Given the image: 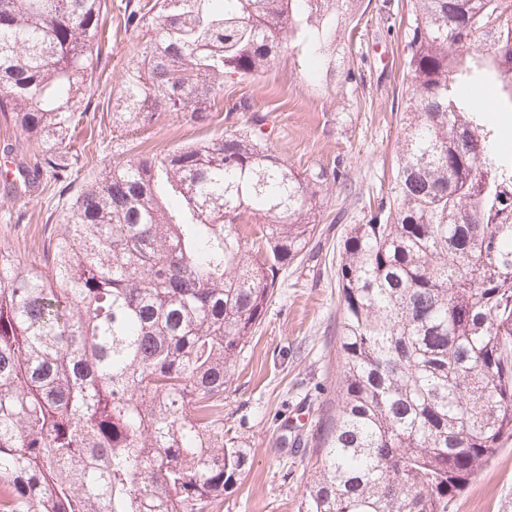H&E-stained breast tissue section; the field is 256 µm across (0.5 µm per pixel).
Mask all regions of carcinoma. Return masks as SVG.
I'll use <instances>...</instances> for the list:
<instances>
[{"mask_svg":"<svg viewBox=\"0 0 512 512\" xmlns=\"http://www.w3.org/2000/svg\"><path fill=\"white\" fill-rule=\"evenodd\" d=\"M113 123L203 121L224 80L293 42L318 64L359 0H153ZM102 0H0V114L35 141L19 183L71 179ZM392 178L338 264L342 376L303 512H448L512 439V0H410ZM489 82L493 103L466 89ZM245 127L113 163L37 264L0 253V512H209L251 466L224 389L339 172L295 171Z\"/></svg>","mask_w":512,"mask_h":512,"instance_id":"1","label":"carcinoma"}]
</instances>
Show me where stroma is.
Here are the masks:
<instances>
[{"mask_svg": "<svg viewBox=\"0 0 512 512\" xmlns=\"http://www.w3.org/2000/svg\"><path fill=\"white\" fill-rule=\"evenodd\" d=\"M105 3L88 113L72 130L83 150L78 179L65 187L45 177L30 192L0 179V250L26 263L37 260L48 237L61 230L70 199L118 154L172 151L224 136L246 119L224 111L193 123L166 112L139 129L113 127L127 63L150 34L119 24L120 0ZM362 7L356 34L340 45L335 61L338 71L355 73V83L342 88L335 75L312 77L308 50L299 47L282 53L263 74L224 84L225 101L245 97L264 114L271 149L295 171L339 163L346 175L327 196L331 219L283 273L254 337L237 357L224 393V427L249 449L252 465L214 512H299L311 458L297 441L312 438L321 411L338 401L339 247L349 225L362 223L369 201L393 185L408 0H362ZM448 512H512V440L449 502Z\"/></svg>", "mask_w": 512, "mask_h": 512, "instance_id": "1", "label": "stroma"}]
</instances>
